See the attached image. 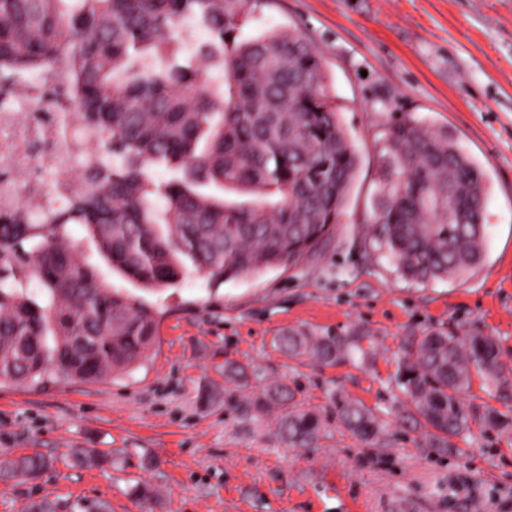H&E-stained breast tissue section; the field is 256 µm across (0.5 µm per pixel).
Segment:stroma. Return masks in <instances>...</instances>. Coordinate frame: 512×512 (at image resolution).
Segmentation results:
<instances>
[{"instance_id":"1","label":"stroma","mask_w":512,"mask_h":512,"mask_svg":"<svg viewBox=\"0 0 512 512\" xmlns=\"http://www.w3.org/2000/svg\"><path fill=\"white\" fill-rule=\"evenodd\" d=\"M297 32L322 55L326 89L358 156V171L332 237L288 269L208 284L141 291L113 271L78 225L79 261L112 288L140 294L158 333L131 372L98 384L77 380L0 385V512L42 497L58 512L105 504L107 512H512V400L473 384L470 431L429 447L397 379L409 339L429 329L483 334L499 343L512 376V0H267L230 43L273 30ZM410 117L448 127L488 181L481 263L457 278H403L380 251L374 216L388 126ZM291 329L363 333L330 365L288 358ZM243 367L248 393L286 384L320 416L316 447H288L275 414L229 394L227 364ZM353 403L382 422L379 443L354 436L336 408ZM81 446L105 451L99 466H72ZM53 457L37 479L12 466ZM149 485L153 505L133 488Z\"/></svg>"}]
</instances>
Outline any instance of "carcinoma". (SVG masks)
I'll use <instances>...</instances> for the list:
<instances>
[{
	"instance_id": "cac0c4a2",
	"label": "carcinoma",
	"mask_w": 512,
	"mask_h": 512,
	"mask_svg": "<svg viewBox=\"0 0 512 512\" xmlns=\"http://www.w3.org/2000/svg\"><path fill=\"white\" fill-rule=\"evenodd\" d=\"M260 3L0 0V74L50 81L73 100L84 129L101 136L65 204L0 212L1 384L50 382L65 368L101 383L142 360L157 335L149 303L112 290L77 261L70 224L85 228L113 268L156 290L192 272L222 284L293 265L339 223L358 157L326 92L319 53L288 30L224 51ZM187 16L211 35L197 58L183 56ZM160 166L179 177L156 181ZM383 166L377 238L398 272L427 281L476 267L488 184L454 134L399 119ZM209 184L253 200L199 191ZM23 239L38 243L20 251ZM362 340L290 330L278 345L291 358L330 364ZM398 376L435 448L469 430L462 396L473 379L512 399L492 336L427 330L405 347ZM273 403L284 409L288 445L313 447L321 419L293 404L285 385L250 401L258 411ZM337 414L365 442L382 433L357 406L339 405ZM51 464L36 453L13 473L35 479Z\"/></svg>"
}]
</instances>
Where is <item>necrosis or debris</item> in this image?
I'll list each match as a JSON object with an SVG mask.
<instances>
[{
  "label": "necrosis or debris",
  "instance_id": "obj_1",
  "mask_svg": "<svg viewBox=\"0 0 512 512\" xmlns=\"http://www.w3.org/2000/svg\"><path fill=\"white\" fill-rule=\"evenodd\" d=\"M71 114L65 97L43 96L41 86L22 93L0 86V209L17 196L40 201L55 189L79 188V156L59 136Z\"/></svg>",
  "mask_w": 512,
  "mask_h": 512
}]
</instances>
